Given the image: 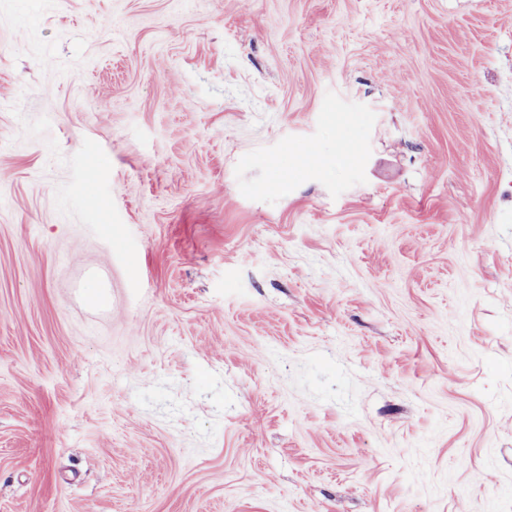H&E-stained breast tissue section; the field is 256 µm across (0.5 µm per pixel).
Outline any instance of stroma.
Returning a JSON list of instances; mask_svg holds the SVG:
<instances>
[{
  "mask_svg": "<svg viewBox=\"0 0 512 512\" xmlns=\"http://www.w3.org/2000/svg\"><path fill=\"white\" fill-rule=\"evenodd\" d=\"M0 512H512V0H0Z\"/></svg>",
  "mask_w": 512,
  "mask_h": 512,
  "instance_id": "1",
  "label": "stroma"
}]
</instances>
